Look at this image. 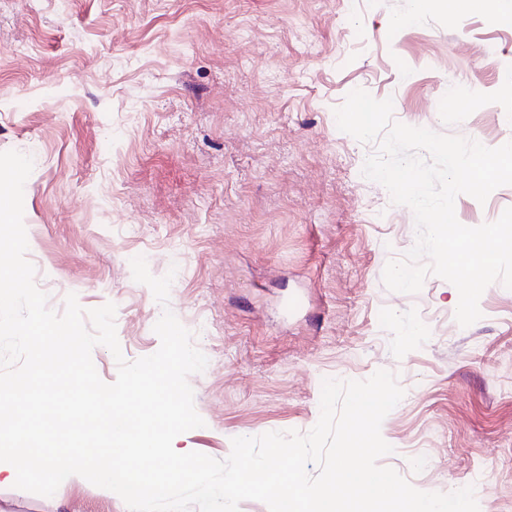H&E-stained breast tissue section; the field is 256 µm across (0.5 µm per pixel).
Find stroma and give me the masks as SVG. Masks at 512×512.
<instances>
[{
  "mask_svg": "<svg viewBox=\"0 0 512 512\" xmlns=\"http://www.w3.org/2000/svg\"><path fill=\"white\" fill-rule=\"evenodd\" d=\"M412 0H0V152L32 158L27 257L48 306L112 303L126 360L154 354L162 313L132 278L174 272L169 306L208 359L191 375L203 427L180 448L216 459L237 436L308 432L323 379L385 369L403 399L380 458L418 490L471 485L512 512V289L455 320L457 289L415 294L383 271L414 245L412 211L366 179L372 146L335 111L356 89L395 121L512 140V0L465 15ZM456 73L458 92L448 90ZM512 207L461 195L475 227ZM415 338H408V330ZM0 512H128L63 482L50 497L0 488Z\"/></svg>",
  "mask_w": 512,
  "mask_h": 512,
  "instance_id": "1",
  "label": "stroma"
}]
</instances>
